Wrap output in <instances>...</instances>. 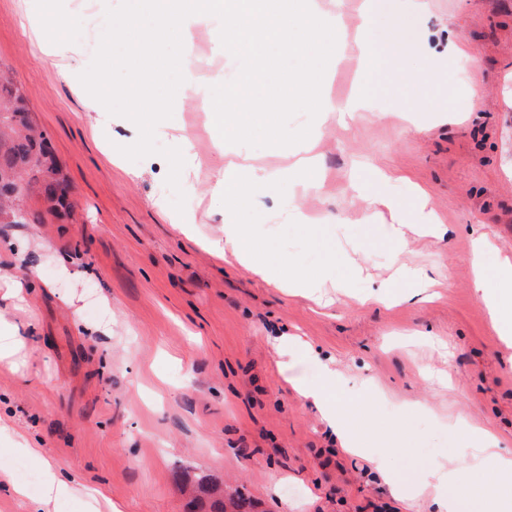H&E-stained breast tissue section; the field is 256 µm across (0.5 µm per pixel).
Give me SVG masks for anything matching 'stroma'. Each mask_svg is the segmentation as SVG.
I'll return each instance as SVG.
<instances>
[{"mask_svg": "<svg viewBox=\"0 0 512 512\" xmlns=\"http://www.w3.org/2000/svg\"><path fill=\"white\" fill-rule=\"evenodd\" d=\"M374 23H409L406 51L383 50L378 87L355 124H319L304 105L280 116L285 138L316 125L319 193L302 198L320 225L265 224L229 209L211 190L221 166L192 91L173 115L203 161L190 177L170 165L171 148L148 153L123 130L93 135L95 110L75 75L47 54L50 41L79 49L75 63L106 64L90 11L80 0H0V68L9 70L48 139L68 186L70 209L24 196V224H0V325L18 335L36 327L16 367H0V418L25 435L39 458L12 453L0 437V484L25 483L52 469L79 486L51 512H88L111 502L121 512H185L187 488L206 480L225 499L245 494L251 512H429L431 500L394 498L365 458L328 439L320 412L290 378L315 367L276 365L280 334L300 336L350 378L340 395L349 425L369 453H387L410 484L444 464L476 470L473 439L449 422L491 430L512 450V341L498 335L471 266L473 241L493 248L487 270L512 258V0H374ZM449 37L479 60L476 78H458L461 57L430 62L427 43ZM430 69L417 85L408 70ZM482 107L471 117L472 80ZM410 122L394 118L396 104ZM388 183H381V175ZM360 180L401 201L400 214L366 207L348 185ZM436 214L448 237L398 246L394 219ZM193 224L185 234L173 225ZM252 224L264 258L303 274L330 270L314 293L288 292L229 265L201 240L228 221ZM438 274L423 304L382 305L379 286L401 287L396 263ZM35 276L23 307L5 296L11 278ZM371 379L382 398L369 404L357 383Z\"/></svg>", "mask_w": 512, "mask_h": 512, "instance_id": "1", "label": "stroma"}]
</instances>
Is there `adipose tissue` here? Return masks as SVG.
Wrapping results in <instances>:
<instances>
[{"label":"adipose tissue","instance_id":"obj_1","mask_svg":"<svg viewBox=\"0 0 512 512\" xmlns=\"http://www.w3.org/2000/svg\"><path fill=\"white\" fill-rule=\"evenodd\" d=\"M203 26L212 30L218 51L251 55L259 64L257 72L245 84L225 93L223 109L210 114L215 130L214 148L224 159L223 168L216 174L214 194L267 210L272 220L289 215L301 224L316 223L317 215L304 210L294 199H280L271 209L266 208L264 199L283 181L311 188L318 128L309 129L295 140L291 151L293 160L289 167L280 170L258 168L248 152L225 149L224 135L229 132L236 137H247L261 132L281 139L274 119L290 101L300 98L310 99L318 114L336 115L345 124L355 122L364 110L365 91L375 84L379 45L383 42L402 44V26L394 25L385 37H377L373 33V17L366 10L351 32L340 15L325 9L321 0H181L174 9L151 6L146 0H140L137 13L120 24L98 31L97 46L110 58L112 67L85 73L82 82L89 87H108L112 84L113 72L131 74L126 94L135 103V111L128 114L99 111V127L122 123L128 132V143L141 150L153 140L169 142L176 166L182 173L195 172L200 160L192 142L181 134L172 120L178 100L153 97L148 85L163 83L173 74L182 88L192 90L205 100L214 86L223 84L224 77L220 74L200 77L188 49L194 33ZM163 38L173 39L180 45L178 55L160 60L127 51L128 46L147 45ZM346 51L359 61V90L339 102L330 96L327 85L333 61ZM207 247L217 257L244 266L265 282H285L289 287L308 290L317 286L308 276H285L263 262L257 253L255 233L247 225H225L223 236L208 239ZM488 248L484 238L475 239L471 255L474 283L498 334L508 338L512 336V260H501L494 274L497 286L488 288L483 263ZM277 354L283 368L297 358L317 366L318 380H298L297 391L303 400L312 401L320 408L328 428L337 434L343 447L361 451L365 446L364 437L346 424L335 401L336 395L347 386V379L322 363L317 353L299 337H282ZM370 466L397 494L415 498L421 488L431 489L436 512H479V502L467 498L461 491L464 472L431 468L425 472L420 485L410 487L394 471L388 456L372 457Z\"/></svg>","mask_w":512,"mask_h":512}]
</instances>
